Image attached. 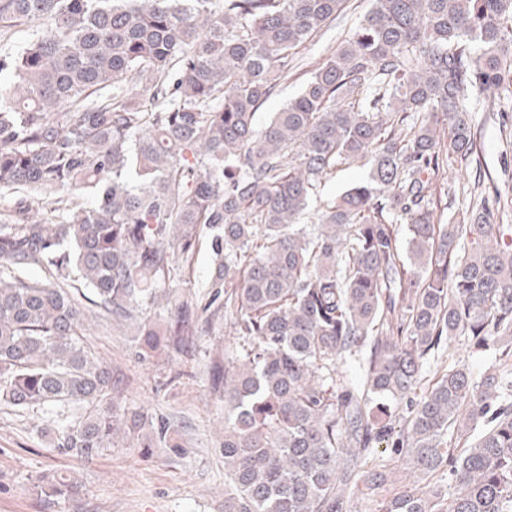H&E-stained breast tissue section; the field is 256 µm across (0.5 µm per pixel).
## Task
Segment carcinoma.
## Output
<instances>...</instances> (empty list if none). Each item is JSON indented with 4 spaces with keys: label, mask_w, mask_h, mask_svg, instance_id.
<instances>
[{
    "label": "carcinoma",
    "mask_w": 512,
    "mask_h": 512,
    "mask_svg": "<svg viewBox=\"0 0 512 512\" xmlns=\"http://www.w3.org/2000/svg\"><path fill=\"white\" fill-rule=\"evenodd\" d=\"M346 2L0 0V37L49 20L0 56V195L21 194L0 208V405L79 409L55 448L80 459L120 433L173 447L167 418L116 407L86 322L138 320L209 234L206 295L164 294L140 335L175 357L232 320L240 349L210 367L224 512H351L359 482L386 486L382 444L456 491L399 489L379 512H512V225L481 195L470 223L440 224L428 199L444 151L475 153L470 91L512 93V0H372L256 126ZM358 160L367 176L301 223ZM460 336L492 354L478 377L439 369ZM36 492L76 506L82 484ZM346 11L311 42H307L299 50L301 61L282 81L277 95L270 98L257 113V126L263 125L284 104L294 98L301 90L311 70L330 51L339 49L344 40L348 39L371 7V0H348Z\"/></svg>",
    "instance_id": "carcinoma-1"
}]
</instances>
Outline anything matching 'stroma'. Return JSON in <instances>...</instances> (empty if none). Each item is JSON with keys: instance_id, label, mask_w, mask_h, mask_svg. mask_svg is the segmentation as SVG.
<instances>
[{"instance_id": "1", "label": "stroma", "mask_w": 512, "mask_h": 512, "mask_svg": "<svg viewBox=\"0 0 512 512\" xmlns=\"http://www.w3.org/2000/svg\"><path fill=\"white\" fill-rule=\"evenodd\" d=\"M370 7L371 0H348L336 22L300 48L299 64L261 108L256 124H264L300 92L310 70L349 38ZM475 118L481 128L476 156L486 174L483 190L494 204L497 223L512 224V95L481 104ZM468 179V168L453 155L443 171L431 175V205L441 221L462 217L467 210ZM211 261L205 238L194 258L179 264V293H201ZM86 342L119 378L114 393L118 406L169 418L179 451L147 452L130 436L98 458L79 460L58 454L52 440L54 429L75 422L74 413L47 407L0 410V512H72L67 502L36 494L35 484L49 472L79 479L82 512H224V458L218 448L224 436V404L212 393L210 363L234 348L231 323L197 336L192 354L172 363L162 356L140 357L135 329L116 330L104 321L93 325ZM174 367L184 376L172 383L168 377ZM374 457L387 471L389 488L445 496L453 491L450 478L423 473L391 449L377 448Z\"/></svg>"}]
</instances>
